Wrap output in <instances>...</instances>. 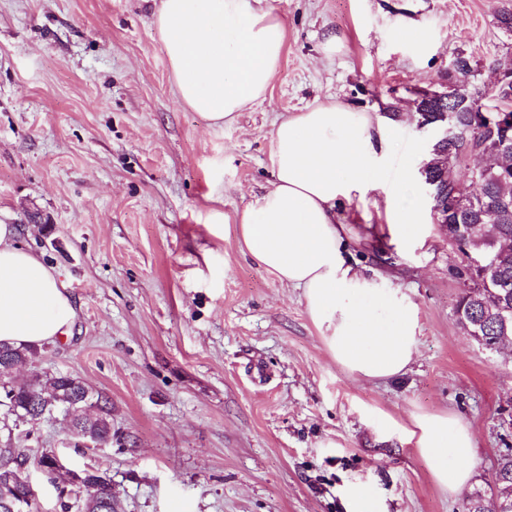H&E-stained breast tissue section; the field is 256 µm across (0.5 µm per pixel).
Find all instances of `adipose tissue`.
<instances>
[{"label":"adipose tissue","instance_id":"1","mask_svg":"<svg viewBox=\"0 0 512 512\" xmlns=\"http://www.w3.org/2000/svg\"><path fill=\"white\" fill-rule=\"evenodd\" d=\"M180 98L216 124L263 98L275 77L284 21L252 0H160L154 13ZM270 190L234 221L248 254L289 287L301 289L328 352L353 377L402 374L417 352V309L398 288L365 277L346 257L340 199L382 185L373 161L387 141L369 113L317 105L272 133ZM391 241L423 240L410 185L387 198ZM20 229L0 224V343L39 346L69 335L78 310L60 273L21 247ZM404 436L428 462L435 482L457 492L476 442L468 424L445 414L413 415Z\"/></svg>","mask_w":512,"mask_h":512}]
</instances>
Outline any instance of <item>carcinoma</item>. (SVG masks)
<instances>
[{
	"instance_id": "cac0c4a2",
	"label": "carcinoma",
	"mask_w": 512,
	"mask_h": 512,
	"mask_svg": "<svg viewBox=\"0 0 512 512\" xmlns=\"http://www.w3.org/2000/svg\"><path fill=\"white\" fill-rule=\"evenodd\" d=\"M474 69L470 59L457 56L448 68V98L417 93L416 109L448 114V120L460 126L473 125L474 114L482 108L493 109V99L483 100L469 92ZM469 141L479 147L486 179L471 185L455 180L444 160L453 161L466 146L432 144L426 161L427 175L448 189V238L459 231L468 232L467 250L463 254L488 256V273L481 276L480 291L468 288L455 307L457 323L465 331L484 337V345L512 344V138L504 139L499 131L483 124L469 132ZM38 359L36 350L9 345L0 346V398L8 397L14 414L36 423L51 418L54 410L69 416V432L90 434L100 444H112V406L103 399L98 411L88 416L82 410V381L69 374L41 373L45 387L35 379L23 382L13 377L15 369ZM49 456L29 460L25 451L9 445L0 446V512H39L35 492L29 481L18 472L31 462L47 465ZM61 512H108L105 500L112 499V479L105 472L89 470L82 486L63 487ZM465 512H512V455L500 456L492 482L477 487L465 504Z\"/></svg>"
}]
</instances>
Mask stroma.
<instances>
[{
	"instance_id": "obj_1",
	"label": "stroma",
	"mask_w": 512,
	"mask_h": 512,
	"mask_svg": "<svg viewBox=\"0 0 512 512\" xmlns=\"http://www.w3.org/2000/svg\"><path fill=\"white\" fill-rule=\"evenodd\" d=\"M156 6L0 0V223L20 226L78 308L39 368L112 403L111 445H78L52 419L16 445L107 473L114 512H464L467 491L441 488L400 430L417 412L461 417L470 488L491 481L512 448V350L490 353L456 321L464 259L418 174L430 137L414 100L445 88L461 53L470 91L493 87L512 67L498 21L512 0H261L286 23L278 72L224 126L178 96ZM333 102L389 141L384 187L336 207L358 268L418 310L415 360L389 379L336 363L301 290L251 260L233 222L271 186L275 124ZM403 178L425 240L379 244L367 227L387 223Z\"/></svg>"
}]
</instances>
